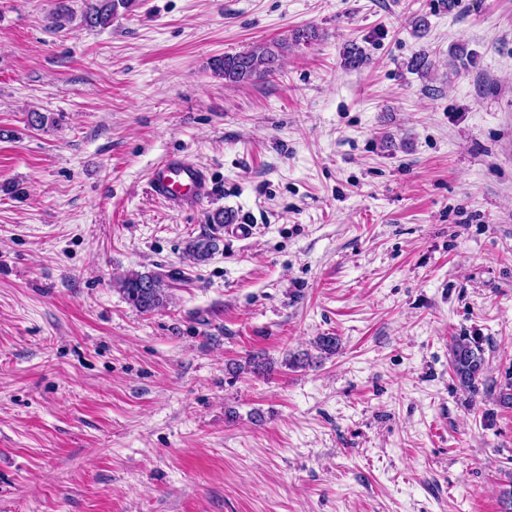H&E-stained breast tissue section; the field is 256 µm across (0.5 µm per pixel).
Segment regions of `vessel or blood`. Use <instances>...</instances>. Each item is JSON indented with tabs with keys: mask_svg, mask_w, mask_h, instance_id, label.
<instances>
[{
	"mask_svg": "<svg viewBox=\"0 0 512 512\" xmlns=\"http://www.w3.org/2000/svg\"><path fill=\"white\" fill-rule=\"evenodd\" d=\"M151 194L170 208H196L211 193L206 168L185 156H169L157 162L148 177Z\"/></svg>",
	"mask_w": 512,
	"mask_h": 512,
	"instance_id": "1",
	"label": "vessel or blood"
}]
</instances>
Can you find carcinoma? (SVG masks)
<instances>
[{
    "label": "carcinoma",
    "instance_id": "cac0c4a2",
    "mask_svg": "<svg viewBox=\"0 0 512 512\" xmlns=\"http://www.w3.org/2000/svg\"><path fill=\"white\" fill-rule=\"evenodd\" d=\"M69 2L71 0H55L52 17L57 29L73 21L74 12ZM132 6L133 0H91L81 14L82 24L90 28H105L112 23L118 9L128 10ZM315 37V32L306 28L294 31L289 41L284 39L269 44L260 43L246 51L226 54L214 61V74L234 85L264 79L275 72L280 58L288 50V44L297 46ZM364 61L365 52L361 47L355 44L347 47L344 54V65L347 68L357 69ZM217 248V238L212 236L199 237L187 246L189 254L198 263L208 260ZM114 284L125 299L142 312L165 307L172 288L165 276L153 271H133L115 280ZM450 361L455 379L462 390L473 398L487 390L484 379L486 360L480 341L469 336L454 338L450 345Z\"/></svg>",
    "mask_w": 512,
    "mask_h": 512
}]
</instances>
